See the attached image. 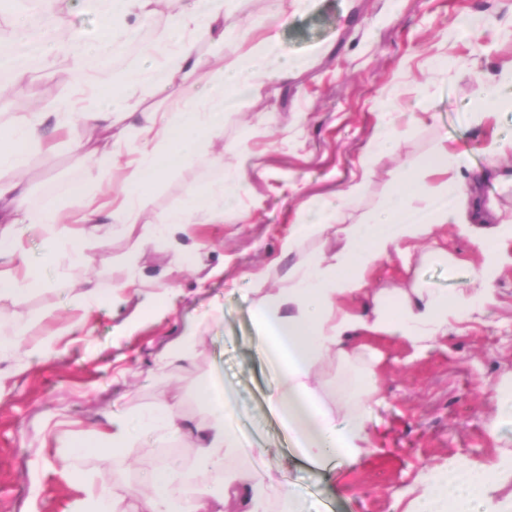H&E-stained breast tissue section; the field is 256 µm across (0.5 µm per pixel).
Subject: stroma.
Returning <instances> with one entry per match:
<instances>
[{"instance_id": "stroma-1", "label": "stroma", "mask_w": 512, "mask_h": 512, "mask_svg": "<svg viewBox=\"0 0 512 512\" xmlns=\"http://www.w3.org/2000/svg\"><path fill=\"white\" fill-rule=\"evenodd\" d=\"M181 6L182 0H167L140 30L139 50L122 53L119 71L139 67L143 48L158 43ZM478 13L493 20L479 53L468 38L448 34L458 18ZM281 51L304 59V66L226 110L218 133L143 197L146 216L156 217L186 205L192 190L228 187L245 149L251 160L240 208L144 246L137 225L104 242L88 240V267L62 254L47 258L41 236H24L22 256L39 269L41 284L1 300L0 322L26 325L28 341L70 323V303L85 279L107 292L114 276L127 272L135 284L52 342L45 357L0 359V512H71L83 480L104 484L136 506L143 489L133 473L152 464L164 446L181 447L184 463H191L192 439L149 432L137 454L79 450L76 442L91 439L103 415L133 416L163 397L178 401L188 417L202 418L197 388L205 380L232 391L244 446L267 449L256 461L257 473L273 471L307 512H322L327 503L334 512H392L396 496L425 467L456 454L486 462L512 447V421L503 422L497 437L486 433L494 404L482 392L512 377L511 263L496 283L494 305L477 320L451 324L447 337L419 359L406 344L371 342L381 357L370 409L377 451L353 468L297 455L270 408L273 374L254 327L249 277L263 270L268 287L282 286L286 265L278 257L289 224L301 215L316 220L321 201L345 189L370 139L378 100L395 99L417 122L400 154L376 165L345 211L346 224L381 204L404 157H428L444 139L478 169L486 160L476 143L512 139V112L480 120L474 106L484 82L512 70V0H402L395 17L389 0H317L290 15ZM62 73L48 67L1 92L0 126L21 113L54 111L70 93ZM83 135L82 126H71L53 136L49 148L27 155L28 208L59 204L77 186L96 188L97 168L72 160ZM440 244L447 259L416 260L407 268L392 260L377 269L375 287L463 288L475 254L450 227ZM133 251L138 259L128 271L124 260ZM161 282L171 283L172 292L159 295ZM188 333L200 338L195 360L165 365V347Z\"/></svg>"}]
</instances>
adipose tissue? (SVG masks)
<instances>
[{"instance_id": "ef3b65f1", "label": "adipose tissue", "mask_w": 512, "mask_h": 512, "mask_svg": "<svg viewBox=\"0 0 512 512\" xmlns=\"http://www.w3.org/2000/svg\"><path fill=\"white\" fill-rule=\"evenodd\" d=\"M83 2L101 22L95 42L77 35L61 37V30L69 25L71 0H40L43 29L22 36L23 41L39 46L46 63L68 62L70 87L78 93L92 88L90 63L106 66L121 41L149 22L161 0ZM236 3L191 0L186 10L172 16L159 52L146 54L138 82L156 92H165L177 81L204 84V93L182 108L145 111L134 94L135 84L117 76L105 96L84 106L65 98L57 112H29L0 129V263L18 259L17 232L22 226L47 233L52 251L67 252L73 262L84 265L91 262L83 248L84 236L106 231L98 221L99 206L80 187L55 208L32 212L25 207L28 189L16 172L28 152L47 145L49 130L73 123L87 128L86 139L75 148V162L98 163L102 170L99 192L112 196L116 193L112 171L123 158V135L118 128L136 126V175L146 190L172 166L188 161L201 141L219 130L230 100L265 81L291 76L297 62L278 49L280 29L287 21L284 10H267L252 21L249 30L241 31L224 23L235 12ZM199 37L207 41L210 57L222 59L230 42L244 43L245 48L230 63L214 68L209 57L196 49ZM407 134L387 113H377L353 182L321 204L316 222L296 221L281 241V255L292 260L285 287H266L263 272L252 274L257 287L264 290L254 303V322L277 376L270 402L296 449L317 462L329 459L350 466L375 451L367 413L379 362L367 356V340L400 341L412 348L414 356H421L437 337L447 335L449 322H465L494 303L503 261L501 246L512 241V221L503 219L497 204L479 191L480 182L486 180L512 186V170L499 162L505 151H512V141L493 140L485 145L486 166L468 182L460 177L464 156L447 141H439L429 158L402 162L394 175L395 189L363 223H342L344 210L373 177L375 165L386 155L398 153ZM209 199L206 192L192 194L187 206L154 220L144 217L135 197L127 194L122 206L113 210L112 221L141 225V240L148 243L162 233L186 231L204 218L216 221L219 213L209 206ZM74 220L82 225L76 236L66 229ZM449 225L480 254L469 287L451 295L420 287L374 290V274L382 263L395 256L407 266L415 258L426 257L439 232ZM331 229L339 241L335 253L304 255L309 239ZM330 363L353 371L349 383L332 397L318 380ZM199 400L206 417L197 424L185 419L177 403L164 399L133 419L121 414L104 417L91 446L115 453L137 447L134 429L138 426L167 436L189 433L197 441L196 471L216 473L217 486L178 496L185 476L172 457L142 471L140 482L146 493L136 509H129L123 498L108 495L104 486L84 481L72 512H223L229 502L235 503L236 512H269L273 502L278 512H306L288 486L257 477L251 453L243 450L230 425L235 411L214 396L210 382L201 383ZM509 478L512 450H502L489 464L453 457L421 471L396 497L394 512H512V496L496 495L499 482Z\"/></svg>"}]
</instances>
